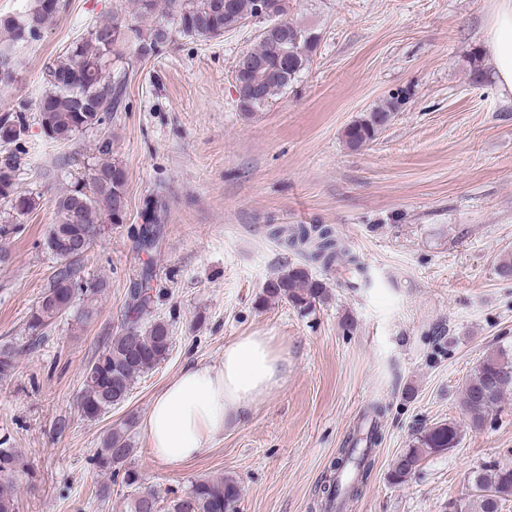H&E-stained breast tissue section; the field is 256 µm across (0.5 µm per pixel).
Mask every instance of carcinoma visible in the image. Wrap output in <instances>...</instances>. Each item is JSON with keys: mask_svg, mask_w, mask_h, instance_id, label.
I'll return each instance as SVG.
<instances>
[{"mask_svg": "<svg viewBox=\"0 0 512 512\" xmlns=\"http://www.w3.org/2000/svg\"><path fill=\"white\" fill-rule=\"evenodd\" d=\"M135 14L148 19L159 9L158 0H133ZM165 0L168 20L141 29L120 22L92 26L72 41L63 53L47 64L43 73L44 93L36 109V120L52 142L68 143L80 133L103 125L116 112L126 109V89L133 74L130 66L108 69L112 59H122L117 48L133 47L138 61L157 56L179 34L199 40L216 39L224 33L254 21L262 23L257 45L246 52L249 65L237 68L234 79L238 107L242 112H259L277 93L287 90L308 68L319 35L289 18L288 0H267L269 11L260 13L262 0ZM59 7L48 0H30L18 15H0V32L7 39L0 42V85H10L16 77L15 46L40 38L46 24L53 20ZM407 101V92L390 96L378 107L351 123L344 131L347 145L358 149L373 141L392 121ZM28 123V108L17 107L0 119V146L16 143ZM94 162L85 175L86 184L73 182L56 199L57 219L45 239L46 249L56 258L50 285L31 314L28 327L39 336L66 313L77 297L87 292L81 277V262L88 250L105 233L106 225L122 224L126 219L127 172L123 164L112 159V138L103 137L95 144ZM16 162L0 163V201L9 210L23 216L36 206L35 199L20 191L16 182ZM157 201L147 202L145 215L149 226L143 229L142 245L155 244L159 220ZM270 234L276 241L298 251L304 263L286 267L270 279L260 296L263 304L285 300L305 312L322 302L326 283L312 276L308 263L324 269L346 262L363 271L358 259L350 255L336 230L328 224L273 225ZM153 272L145 266L128 288V310L139 315L154 302ZM172 340L169 324L156 320L142 327L138 320L111 342L86 369L77 408L83 419L96 421L112 407L124 402L141 374L153 369L170 355ZM16 366V354L9 347L0 348V376L8 377ZM512 393V349L500 348L483 356L466 380L461 398V413L467 425L479 430L492 422L504 398ZM386 406L376 401L362 415L360 423L348 433L336 471L351 469L345 482L332 481L324 487L326 506L339 498L361 493L373 466L372 453L381 441V419ZM133 422L112 429L94 458L96 468L112 474L113 480L132 489L129 512H149L143 507L141 473L130 466L133 452L128 431ZM460 429L455 421L440 422L421 432L393 461L389 480L401 484L430 454L455 448ZM18 458L13 448H0V512H16L17 500L12 482ZM240 497L238 483L229 477L201 478L183 494L170 499L166 512H235ZM512 497V467L483 465L474 472L470 495L455 504V512H500L502 502Z\"/></svg>", "mask_w": 512, "mask_h": 512, "instance_id": "obj_1", "label": "carcinoma"}]
</instances>
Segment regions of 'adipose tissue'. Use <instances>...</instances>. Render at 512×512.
Wrapping results in <instances>:
<instances>
[{
    "label": "adipose tissue",
    "mask_w": 512,
    "mask_h": 512,
    "mask_svg": "<svg viewBox=\"0 0 512 512\" xmlns=\"http://www.w3.org/2000/svg\"><path fill=\"white\" fill-rule=\"evenodd\" d=\"M486 48L501 93L512 96V0H496ZM286 376L285 360L265 336H241L216 365L192 363L155 395L144 421L154 459L178 465L207 455L226 426L239 422Z\"/></svg>",
    "instance_id": "ef3b65f1"
}]
</instances>
